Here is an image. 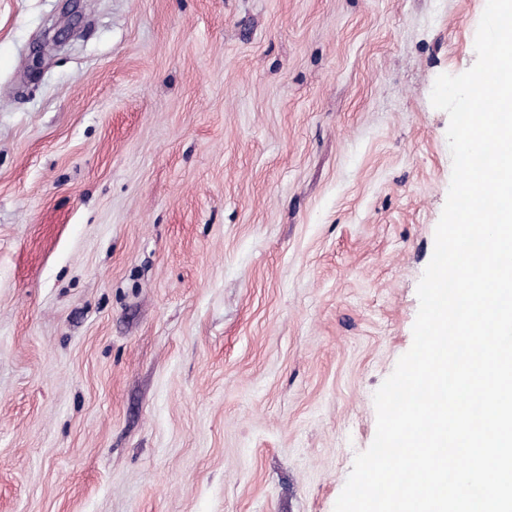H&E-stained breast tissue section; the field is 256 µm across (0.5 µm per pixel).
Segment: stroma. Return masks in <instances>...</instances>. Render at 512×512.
Returning a JSON list of instances; mask_svg holds the SVG:
<instances>
[{
    "label": "stroma",
    "instance_id": "stroma-1",
    "mask_svg": "<svg viewBox=\"0 0 512 512\" xmlns=\"http://www.w3.org/2000/svg\"><path fill=\"white\" fill-rule=\"evenodd\" d=\"M482 14L0 0V512H334Z\"/></svg>",
    "mask_w": 512,
    "mask_h": 512
}]
</instances>
